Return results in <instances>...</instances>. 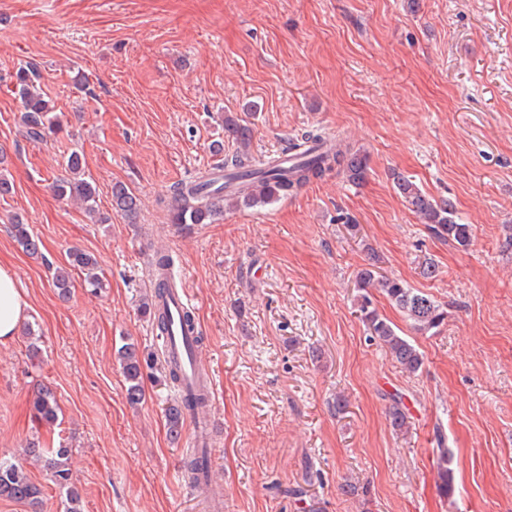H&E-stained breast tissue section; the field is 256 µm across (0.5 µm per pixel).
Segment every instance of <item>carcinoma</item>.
I'll return each mask as SVG.
<instances>
[{"mask_svg":"<svg viewBox=\"0 0 512 512\" xmlns=\"http://www.w3.org/2000/svg\"><path fill=\"white\" fill-rule=\"evenodd\" d=\"M40 73L37 65L29 63L18 68L15 74V94L20 98L24 109L27 135L32 140H42L48 133L60 127L58 118L52 115L53 106L41 92L37 82ZM224 134L237 145L236 152L224 159V174L207 177L198 181L177 182L169 189L167 203L171 221L175 224H209L214 217L226 210L242 207L254 208L271 204L281 198L297 195L314 180H323L332 175H345L349 181L360 184L368 172L366 156L336 144V149L327 147L329 137L322 134H309L305 142L309 146L297 149L291 162L276 158L254 163L251 146L253 129L238 116L224 115ZM67 175L53 181V191L60 198H71L85 204L88 213H95L96 187L85 178L82 156L73 151L65 163ZM395 188L403 197L409 209L418 216L439 237L448 238L466 247L471 241V225L459 222L454 203L447 198H435L423 192L409 177L392 173ZM112 206L130 222H135L138 213L136 196L123 184L112 186ZM18 244L28 252L38 249V242L23 223L13 225ZM162 276L156 291L164 293L174 286L167 271L173 268V259L164 252L156 253ZM84 274V287L96 293L103 288V281L97 274L96 259L90 254L76 249L69 255L68 266L55 269L52 283L59 293L65 295L71 288L70 269ZM381 289L389 300L400 310L411 330L426 334L439 328L447 318V311L431 295L413 288L399 278L377 276L371 267H365L357 275V310L360 318L376 340L389 354L397 366L409 375L418 374L424 365L423 354L406 337L397 333L395 325L382 316L373 304L371 289ZM120 363L127 384V399L137 404L142 399L141 379L143 363L138 348L127 343L119 348ZM207 405L202 389L198 388L187 399L180 398L167 408L170 434L178 438L186 416L185 407L198 414ZM34 417L41 423L52 426L58 420L59 406L55 394L46 386L35 391L32 400ZM386 414L392 428L404 433L409 430L411 421L402 397L393 395L386 407ZM69 449L34 444L25 448V457L36 458L49 472L52 481L65 491V512H81V496L72 480L68 467ZM452 472L448 468V450L441 449L438 468V488L443 494L452 491ZM41 489L31 482L26 466L22 461L0 459V497L25 501L32 505L40 503Z\"/></svg>","mask_w":512,"mask_h":512,"instance_id":"1","label":"carcinoma"}]
</instances>
